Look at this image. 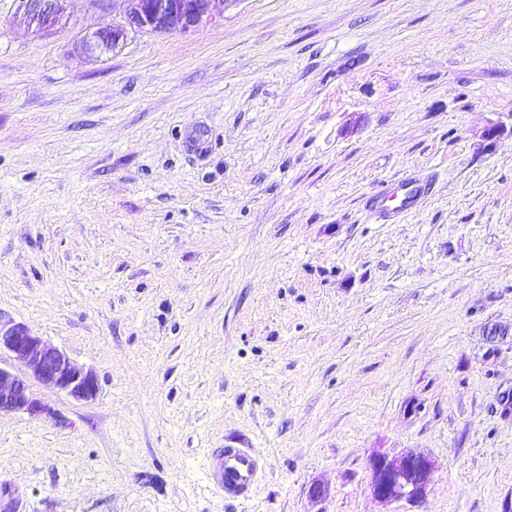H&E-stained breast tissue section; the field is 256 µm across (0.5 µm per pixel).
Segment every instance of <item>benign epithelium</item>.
Here are the masks:
<instances>
[{"mask_svg": "<svg viewBox=\"0 0 512 512\" xmlns=\"http://www.w3.org/2000/svg\"><path fill=\"white\" fill-rule=\"evenodd\" d=\"M28 25L38 33L55 30L61 20L63 0H18ZM128 9L120 24L106 23L84 37L80 48L90 54H107L136 33L187 34L224 19L231 0H126ZM7 351L29 377L75 401L95 397V374L76 364L63 350L45 341L27 325L0 314V351ZM23 412L36 417L44 412L26 378L0 366V412ZM370 495L380 503L422 502L434 474L425 454L411 451L390 459L376 452L369 458Z\"/></svg>", "mask_w": 512, "mask_h": 512, "instance_id": "obj_1", "label": "benign epithelium"}]
</instances>
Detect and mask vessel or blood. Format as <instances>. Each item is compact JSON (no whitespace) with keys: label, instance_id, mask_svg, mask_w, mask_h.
<instances>
[{"label":"vessel or blood","instance_id":"1","mask_svg":"<svg viewBox=\"0 0 512 512\" xmlns=\"http://www.w3.org/2000/svg\"><path fill=\"white\" fill-rule=\"evenodd\" d=\"M425 191V185L406 176L386 184L375 194L373 205L384 217L397 218L408 212ZM262 473L263 462L254 449L227 446L211 449L208 454L207 479L225 499H251Z\"/></svg>","mask_w":512,"mask_h":512}]
</instances>
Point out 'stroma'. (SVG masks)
I'll use <instances>...</instances> for the list:
<instances>
[{"label": "stroma", "instance_id": "stroma-1", "mask_svg": "<svg viewBox=\"0 0 512 512\" xmlns=\"http://www.w3.org/2000/svg\"><path fill=\"white\" fill-rule=\"evenodd\" d=\"M63 10L0 0V311L98 391L0 413V512H512V0H233L99 57L124 0ZM413 450L423 503H378ZM28 25L37 33L54 31L61 20V2L64 0H17ZM426 185L411 176L386 184L375 194L372 205L386 219L400 217L408 212L424 195ZM262 473L263 462L254 449L224 446L208 454L207 480L225 499H251ZM370 495L380 503L405 502L417 505L422 502L434 474V463L421 452L411 451L390 459L383 453H373L369 458Z\"/></svg>", "mask_w": 512, "mask_h": 512}]
</instances>
